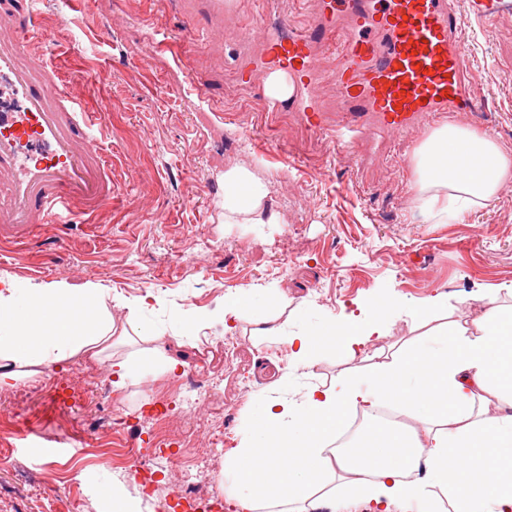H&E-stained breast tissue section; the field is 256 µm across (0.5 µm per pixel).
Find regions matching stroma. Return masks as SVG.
<instances>
[{
  "instance_id": "1",
  "label": "stroma",
  "mask_w": 512,
  "mask_h": 512,
  "mask_svg": "<svg viewBox=\"0 0 512 512\" xmlns=\"http://www.w3.org/2000/svg\"><path fill=\"white\" fill-rule=\"evenodd\" d=\"M58 31L46 52L51 75L88 105L111 106L101 144L112 176V200L68 225L46 224L25 245H0V277L29 284L93 283L102 288L130 343L133 380L114 396L135 443L150 433L142 415L170 394L180 367L224 372L225 402L240 407L234 434L249 426L268 397L297 399L331 383L345 366L321 349L305 375L282 390L285 335L306 323H330L396 293L407 306L439 295L449 308L482 310L480 296L512 289V181L489 206L450 224L414 220L412 190L418 140L406 137L394 157L366 166L338 161L329 140L289 113L270 118L260 88H244L210 35L187 48L188 69L163 53L161 34H183L201 0H77L71 7L39 0ZM468 75L478 90L480 132L512 148V15L478 26ZM205 82L211 95L188 90ZM249 170L267 190L275 224L224 221V172ZM273 298L267 310L282 339L254 336L252 314L232 332L237 349L202 345L224 333V295ZM148 309H141V301ZM66 403L50 397L62 362L41 369L38 391L16 401L0 388V512H71L73 499L145 506L139 484L108 468L98 442L86 437L95 410L91 378L111 373V360L84 362ZM153 377V391L142 388Z\"/></svg>"
}]
</instances>
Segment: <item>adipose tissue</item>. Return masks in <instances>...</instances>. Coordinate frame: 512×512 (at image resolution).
<instances>
[{
    "mask_svg": "<svg viewBox=\"0 0 512 512\" xmlns=\"http://www.w3.org/2000/svg\"><path fill=\"white\" fill-rule=\"evenodd\" d=\"M413 189L418 216L427 224L457 220L449 203L484 208L512 179V149L488 134L458 123L434 129L414 154ZM265 191L241 168L224 173V221L248 216L253 224H275L263 205ZM444 301L432 297L413 311L425 332L368 370L340 373L333 385L312 386L297 403L263 400L224 476L238 487L244 512H313L326 491L345 512L352 500L375 512H512V301L493 294L479 316L456 310L430 326ZM401 301L389 296L340 321L308 325L287 336L288 387L297 371L310 368L315 349L332 348L356 359L385 336ZM117 333L101 289L45 284L21 286L0 278V385L20 380L27 366L60 363L82 355L96 361L125 341ZM406 416L385 426L373 413L383 404ZM368 414L372 447L354 443L341 453L331 441L353 409ZM290 459L283 467L282 459ZM426 466L423 484L407 475ZM338 484H327L328 476Z\"/></svg>",
    "mask_w": 512,
    "mask_h": 512,
    "instance_id": "adipose-tissue-1",
    "label": "adipose tissue"
}]
</instances>
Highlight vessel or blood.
Instances as JSON below:
<instances>
[{
    "label": "vessel or blood",
    "instance_id": "vessel-or-blood-1",
    "mask_svg": "<svg viewBox=\"0 0 512 512\" xmlns=\"http://www.w3.org/2000/svg\"><path fill=\"white\" fill-rule=\"evenodd\" d=\"M512 13V0H321L302 21L257 16L235 45L257 40L258 79L271 114L288 110L337 157L361 159L359 140L376 127L389 143L450 112H470L467 32ZM54 31L35 0H0V242L32 239L40 225L109 203L112 180L98 146L105 106L85 102L52 78L44 48ZM336 89L329 112L315 95Z\"/></svg>",
    "mask_w": 512,
    "mask_h": 512
}]
</instances>
